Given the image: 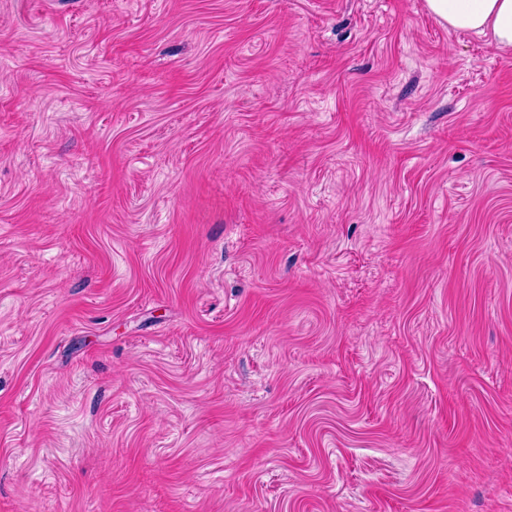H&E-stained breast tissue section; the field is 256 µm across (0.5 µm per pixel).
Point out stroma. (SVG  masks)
<instances>
[{"label":"stroma","instance_id":"35a3bbf8","mask_svg":"<svg viewBox=\"0 0 512 512\" xmlns=\"http://www.w3.org/2000/svg\"><path fill=\"white\" fill-rule=\"evenodd\" d=\"M0 512H512V47L0 0Z\"/></svg>","mask_w":512,"mask_h":512}]
</instances>
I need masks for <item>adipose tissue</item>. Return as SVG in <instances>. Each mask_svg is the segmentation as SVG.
Listing matches in <instances>:
<instances>
[{
    "mask_svg": "<svg viewBox=\"0 0 512 512\" xmlns=\"http://www.w3.org/2000/svg\"><path fill=\"white\" fill-rule=\"evenodd\" d=\"M426 5L449 28L488 32L498 45L512 46V0H426Z\"/></svg>",
    "mask_w": 512,
    "mask_h": 512,
    "instance_id": "adipose-tissue-1",
    "label": "adipose tissue"
}]
</instances>
